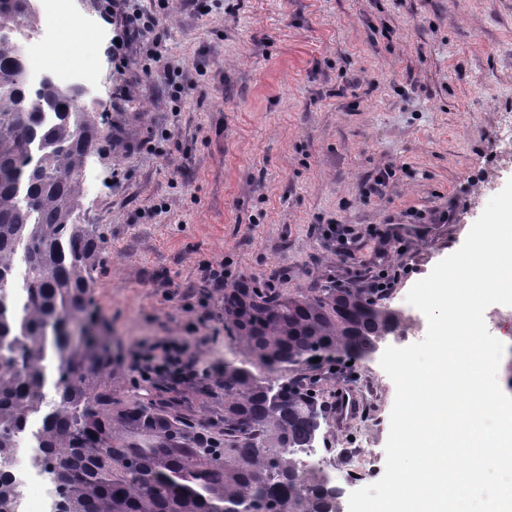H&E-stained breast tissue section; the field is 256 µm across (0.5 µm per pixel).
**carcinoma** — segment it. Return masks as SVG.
I'll return each instance as SVG.
<instances>
[{"label":"carcinoma","mask_w":512,"mask_h":512,"mask_svg":"<svg viewBox=\"0 0 512 512\" xmlns=\"http://www.w3.org/2000/svg\"><path fill=\"white\" fill-rule=\"evenodd\" d=\"M12 2L30 31L36 10ZM24 71L15 40L0 35V512H21L24 478L11 465L22 446L28 473L65 512H331L342 489L302 459L328 409L297 373L369 357L402 326L401 311L358 288L241 281L223 296L233 359L159 402L117 397L108 337H94L99 355L70 338L100 323L104 239L79 219L100 114L46 79L31 90ZM216 389L221 406H201L210 415L185 408Z\"/></svg>","instance_id":"1"}]
</instances>
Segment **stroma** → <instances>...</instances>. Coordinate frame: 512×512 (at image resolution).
<instances>
[{
    "label": "stroma",
    "mask_w": 512,
    "mask_h": 512,
    "mask_svg": "<svg viewBox=\"0 0 512 512\" xmlns=\"http://www.w3.org/2000/svg\"><path fill=\"white\" fill-rule=\"evenodd\" d=\"M61 41L99 89L82 223L106 240L94 297L117 396L162 344L222 363L225 283L406 293L512 179V0H81ZM385 187H377L379 178ZM357 242L339 255L330 224ZM327 444L385 469L395 385L371 356L313 372ZM358 394L345 421L339 391Z\"/></svg>",
    "instance_id": "obj_1"
}]
</instances>
